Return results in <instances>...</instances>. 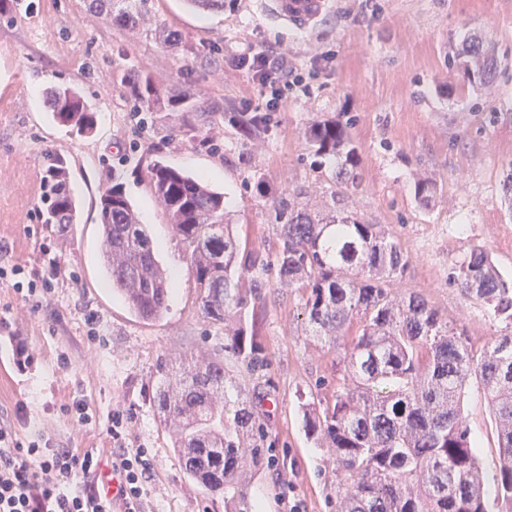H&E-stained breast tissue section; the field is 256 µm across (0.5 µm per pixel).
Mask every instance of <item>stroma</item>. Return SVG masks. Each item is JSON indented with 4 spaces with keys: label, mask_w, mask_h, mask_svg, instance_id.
I'll return each instance as SVG.
<instances>
[{
    "label": "stroma",
    "mask_w": 512,
    "mask_h": 512,
    "mask_svg": "<svg viewBox=\"0 0 512 512\" xmlns=\"http://www.w3.org/2000/svg\"><path fill=\"white\" fill-rule=\"evenodd\" d=\"M338 0L315 30L298 31L262 15L258 0H224L201 14L185 0H154L159 22L178 29L181 47L132 36L87 10L85 0H18L0 21V267L24 266L25 279L48 261L65 271L46 301L25 299L0 281V309L12 326L0 343V423L22 438L50 435L62 448H97L112 459V411L130 413L129 448L153 461L146 512H224L189 480L170 449L153 405L157 365L169 355L223 356L263 426L276 467L249 488L263 512H336V470L328 449L304 428L303 404L330 397L342 349L306 335L303 289L270 279L258 339L267 369L248 373L224 356V328L203 317L189 257L148 183L138 159L157 149L167 164L224 194L243 247L275 254V212L255 191L264 180L297 200L328 195L330 167H315L301 134L317 117L350 122L362 156L349 206L369 224L385 225L408 259L397 290L421 294L474 348L499 335L503 323L482 302L464 298L453 273L475 249L489 253L512 278V211L502 184L512 171V0ZM478 31L499 52L492 91L464 81L455 65L461 38ZM254 43L287 49L305 83L289 94L276 127L260 145L243 142L210 113L252 112L260 99L239 54ZM149 73L165 90L202 95V112H166L138 128L122 75ZM78 85L97 114L95 132L80 138L53 120L44 91ZM65 155L79 220L58 232L39 218L48 153ZM436 179L435 204L420 208L414 179ZM123 184L147 224L154 251L173 281L164 318L146 324L113 295L99 261L97 199L106 178ZM26 353L17 357L14 345ZM87 401L95 427L73 421L72 400ZM464 413L481 448L486 477L498 468L495 424L477 380L464 394Z\"/></svg>",
    "instance_id": "1"
}]
</instances>
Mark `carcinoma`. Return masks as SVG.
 Returning a JSON list of instances; mask_svg holds the SVG:
<instances>
[{"label": "carcinoma", "mask_w": 512, "mask_h": 512, "mask_svg": "<svg viewBox=\"0 0 512 512\" xmlns=\"http://www.w3.org/2000/svg\"><path fill=\"white\" fill-rule=\"evenodd\" d=\"M86 2L113 26L146 33L168 47L182 44L181 32L154 20L152 0ZM456 63L470 85L490 87L499 56L469 33ZM121 82L136 111L151 120L159 112L200 109L191 95L164 92L146 73L128 71ZM45 103L52 118L77 136L95 131L96 113L77 88L50 86ZM223 119L249 141L276 126L272 112H226ZM303 137L315 163H336L334 189L318 202L287 203L256 181L258 194L272 201L281 219L273 258L241 248L225 222L223 193L160 157L148 165L151 192L189 251L202 313L224 325V351L252 373L265 370L267 359L257 330L247 329L244 320L257 318L263 308L272 271L280 283L305 289L303 315L314 339L339 346L358 325L339 360L332 400L305 410L306 430L336 465L337 512H512V279L482 250L461 263L454 281L462 294L490 306L505 322L503 333L474 350L464 331L442 320L424 297L397 296L390 289L402 278L407 258L381 225L360 221L345 203L362 162L349 123L315 119ZM70 177L68 159L47 155L39 217L60 232L77 220ZM438 193L432 177L416 178L420 207L429 208ZM99 215L100 255L112 291L138 320L159 321L172 282L122 185L106 186ZM157 373L153 404L187 477L206 493L223 496L225 512H252L249 486L269 463L266 434L255 426L247 401L231 399L224 360L180 354L161 360ZM472 377L497 428L499 465L491 488L485 487L464 415Z\"/></svg>", "instance_id": "carcinoma-1"}]
</instances>
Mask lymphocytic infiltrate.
Segmentation results:
<instances>
[{
    "instance_id": "f902f5d3",
    "label": "lymphocytic infiltrate",
    "mask_w": 512,
    "mask_h": 512,
    "mask_svg": "<svg viewBox=\"0 0 512 512\" xmlns=\"http://www.w3.org/2000/svg\"><path fill=\"white\" fill-rule=\"evenodd\" d=\"M240 64L251 72L268 112L280 111L285 93L303 83L284 48L251 46ZM129 421L123 411L111 415L112 468L123 483L124 512H145L152 462L144 449L125 448ZM99 475L95 450L55 448L49 437L25 440L0 425V512H113L111 495L97 485Z\"/></svg>"
}]
</instances>
